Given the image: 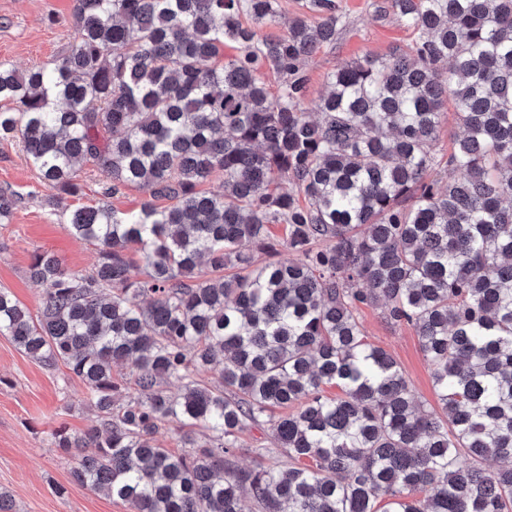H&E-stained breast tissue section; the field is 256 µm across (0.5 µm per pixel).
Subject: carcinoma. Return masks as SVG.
Segmentation results:
<instances>
[{
  "mask_svg": "<svg viewBox=\"0 0 512 512\" xmlns=\"http://www.w3.org/2000/svg\"><path fill=\"white\" fill-rule=\"evenodd\" d=\"M377 12L415 42L331 73L315 118L304 62L336 44L338 0H301L275 36L279 0H75L53 68L0 64V141L55 202L81 194L82 162L105 198L150 193L71 211L97 263L34 252L36 312L0 289V335L87 390L95 425L50 433L79 484L131 512H243L246 494L257 512H512V0ZM217 175L223 192L199 190ZM21 202L0 190V222ZM273 224L296 257L256 266L246 246L275 251ZM375 304L415 330L438 408L368 341ZM165 424L183 450L155 443ZM264 424L287 461L234 467ZM149 199V192L146 189L131 186L124 189L121 194L105 200L120 211H130L139 208L143 202Z\"/></svg>",
  "mask_w": 512,
  "mask_h": 512,
  "instance_id": "obj_1",
  "label": "carcinoma"
}]
</instances>
